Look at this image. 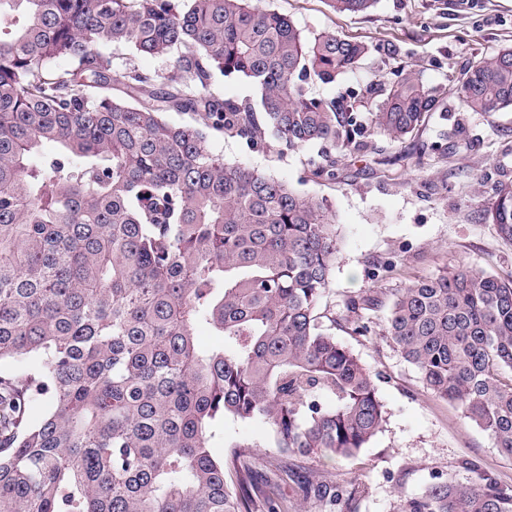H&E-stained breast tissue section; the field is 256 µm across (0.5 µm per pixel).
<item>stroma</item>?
<instances>
[{
    "mask_svg": "<svg viewBox=\"0 0 512 512\" xmlns=\"http://www.w3.org/2000/svg\"><path fill=\"white\" fill-rule=\"evenodd\" d=\"M260 5L287 15L304 33L329 32L372 47L359 68L335 82L314 83L313 96L330 100L363 93L376 76L402 66L435 90L440 109L414 138L393 142L375 136L364 156L339 157L332 180L314 174L321 145L283 152L270 132L260 147L208 133L209 148L226 162L267 172L328 200L340 253L333 284L318 304L319 322L374 370L385 417L366 448L347 460L282 454L269 447L271 431L260 420H225L212 453L228 457L232 444L244 446L241 462L253 485L249 512H279L284 506L290 512H400L434 476L459 473L466 460L512 484V458L434 396L381 324L357 336L345 321L348 297L373 283L387 295L453 263L512 275V242L483 217L494 184L512 180V111L466 112L457 94L465 69L512 47V0H377L360 15L336 12L327 0H261ZM384 43L397 48L396 58L385 61L376 54ZM377 261L392 267L373 282L367 271ZM308 481L357 494L346 505L306 496L301 487Z\"/></svg>",
    "mask_w": 512,
    "mask_h": 512,
    "instance_id": "stroma-1",
    "label": "stroma"
}]
</instances>
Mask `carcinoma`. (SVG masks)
Here are the masks:
<instances>
[{
    "label": "carcinoma",
    "instance_id": "obj_1",
    "mask_svg": "<svg viewBox=\"0 0 512 512\" xmlns=\"http://www.w3.org/2000/svg\"><path fill=\"white\" fill-rule=\"evenodd\" d=\"M108 46L163 57L169 75ZM369 53L254 0H0V512H245L247 475L228 483L209 451L225 418L263 420L285 454L339 460L380 431L373 370L318 323L340 252L327 200L166 120L362 155L439 106L405 69L360 98L310 94ZM217 71L258 99L224 97ZM459 102L512 110L511 47L470 67ZM485 216L512 240V181ZM346 309L360 336L383 312L426 387L512 457V278L452 264ZM202 325L222 344L202 347ZM463 468L473 477L441 478L403 512H512V485Z\"/></svg>",
    "mask_w": 512,
    "mask_h": 512
}]
</instances>
